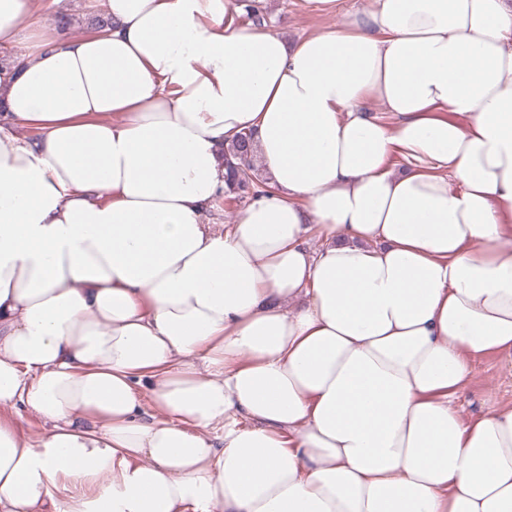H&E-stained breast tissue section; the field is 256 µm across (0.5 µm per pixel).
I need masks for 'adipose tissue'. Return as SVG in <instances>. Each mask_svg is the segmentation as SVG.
Returning a JSON list of instances; mask_svg holds the SVG:
<instances>
[{"instance_id":"adipose-tissue-1","label":"adipose tissue","mask_w":512,"mask_h":512,"mask_svg":"<svg viewBox=\"0 0 512 512\" xmlns=\"http://www.w3.org/2000/svg\"><path fill=\"white\" fill-rule=\"evenodd\" d=\"M38 4L0 0V407L45 430L0 418V512H512V404L455 405L512 360V0L292 45L238 0ZM248 129L272 187L217 232ZM40 9L24 21L27 29L56 28L57 15L66 14L72 20L68 28L73 36L81 35L88 27V21L95 16L93 22L102 28L108 20L103 13V0H42ZM509 360L488 355L473 363L471 377L457 401L466 418L485 413L489 403L509 405L512 402V376ZM0 415L11 418L18 429L30 438L38 437L44 430L42 421L29 413L23 406L17 405L14 408L1 409Z\"/></svg>"}]
</instances>
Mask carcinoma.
I'll list each match as a JSON object with an SVG mask.
<instances>
[{"label":"carcinoma","instance_id":"carcinoma-1","mask_svg":"<svg viewBox=\"0 0 512 512\" xmlns=\"http://www.w3.org/2000/svg\"><path fill=\"white\" fill-rule=\"evenodd\" d=\"M255 152V134L250 130L235 134L224 146L227 187L223 192L225 202L238 203L262 194L261 188L266 185V181L260 179L256 173Z\"/></svg>","mask_w":512,"mask_h":512}]
</instances>
